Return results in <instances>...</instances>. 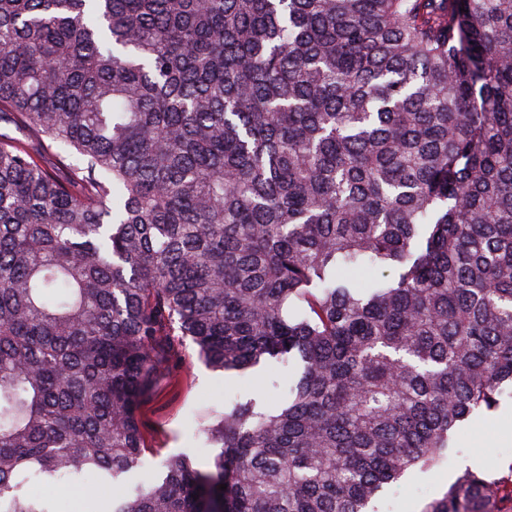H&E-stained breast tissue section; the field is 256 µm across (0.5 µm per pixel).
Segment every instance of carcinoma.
I'll use <instances>...</instances> for the list:
<instances>
[{"mask_svg": "<svg viewBox=\"0 0 512 512\" xmlns=\"http://www.w3.org/2000/svg\"><path fill=\"white\" fill-rule=\"evenodd\" d=\"M0 122V512H376L512 399V0H0ZM187 338L300 376L134 483ZM93 482H88L82 488L76 490H61L59 493L60 508L63 512H91L99 510L92 489ZM78 510V511H71Z\"/></svg>", "mask_w": 512, "mask_h": 512, "instance_id": "cac0c4a2", "label": "carcinoma"}]
</instances>
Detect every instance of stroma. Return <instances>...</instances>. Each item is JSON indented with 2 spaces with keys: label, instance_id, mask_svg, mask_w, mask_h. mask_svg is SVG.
I'll use <instances>...</instances> for the list:
<instances>
[{
  "label": "stroma",
  "instance_id": "1",
  "mask_svg": "<svg viewBox=\"0 0 512 512\" xmlns=\"http://www.w3.org/2000/svg\"><path fill=\"white\" fill-rule=\"evenodd\" d=\"M228 392L245 399L266 397L255 380L213 370L199 358L192 344L180 347L174 355L170 376L140 406L146 464L180 456L201 464L212 458L214 449L202 447L196 437V420L207 406L223 407ZM503 426L512 427L511 399L495 412L476 414L460 423L443 463L432 470L414 471L403 483L392 486L378 502L379 512H423L431 500L443 496L457 473L466 468L512 471V443L497 437Z\"/></svg>",
  "mask_w": 512,
  "mask_h": 512
}]
</instances>
